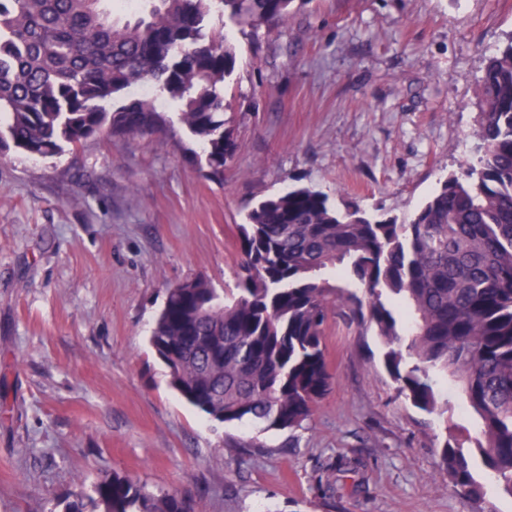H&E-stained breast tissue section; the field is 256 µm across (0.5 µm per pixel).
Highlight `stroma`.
<instances>
[{"label":"stroma","mask_w":512,"mask_h":512,"mask_svg":"<svg viewBox=\"0 0 512 512\" xmlns=\"http://www.w3.org/2000/svg\"><path fill=\"white\" fill-rule=\"evenodd\" d=\"M231 40L223 181L187 137L0 156V512H63L112 471L203 512H512L496 484L480 504L454 492L437 419L395 397L382 341L339 316L333 386L295 429L210 419L149 344L168 288L234 282L246 207L307 187L402 219L475 162L476 87L512 40V0H304L280 35Z\"/></svg>","instance_id":"35a3bbf8"}]
</instances>
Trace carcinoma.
<instances>
[{"label":"carcinoma","instance_id":"obj_1","mask_svg":"<svg viewBox=\"0 0 512 512\" xmlns=\"http://www.w3.org/2000/svg\"><path fill=\"white\" fill-rule=\"evenodd\" d=\"M214 0H0V150L53 157L101 137L178 136L201 146L210 178L238 145L224 117L236 46L206 28ZM296 0H219L224 26L272 35ZM477 162L448 178L406 222L340 212L289 189L252 207L240 228L236 288L203 279L167 291L149 338L169 384L216 421L294 429L330 390L332 307L372 330L396 395L448 424L457 385L480 420L441 451L457 492L483 497L479 456L512 495V41L486 60ZM351 281L365 289L361 299ZM65 512H201L182 491L102 476Z\"/></svg>","mask_w":512,"mask_h":512}]
</instances>
